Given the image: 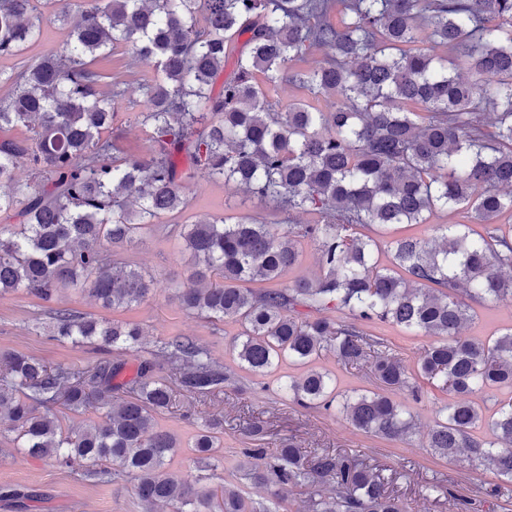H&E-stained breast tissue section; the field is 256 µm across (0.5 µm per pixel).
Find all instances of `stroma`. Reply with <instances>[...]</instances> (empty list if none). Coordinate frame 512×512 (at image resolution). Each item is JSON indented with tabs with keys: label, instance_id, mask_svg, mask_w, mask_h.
<instances>
[{
	"label": "stroma",
	"instance_id": "obj_1",
	"mask_svg": "<svg viewBox=\"0 0 512 512\" xmlns=\"http://www.w3.org/2000/svg\"><path fill=\"white\" fill-rule=\"evenodd\" d=\"M99 66L119 81L123 91L115 104L117 116L111 130L121 149L120 159L149 157L153 150L150 129L141 123L139 114L143 108V86L153 80L154 70L133 63L122 46L100 59ZM184 190L192 203L190 213L196 217L258 213L269 224L284 220L272 205L251 199L235 186L194 177L186 181ZM117 254L155 278V289L145 301L112 312L102 309L86 294L67 290L59 294L57 304L109 320L140 324L145 331L141 349L105 350L94 345L59 342L50 333L48 303L18 292L0 297V352L17 351L51 363L77 365L108 359L124 363L126 373L130 374L139 361L150 357L158 341L171 336L195 340L212 361L223 365L231 379L225 383L223 394L215 397L176 395L172 406L158 415L159 428L182 442L167 468L169 475L181 478L194 473L196 463L190 444L196 429L204 420L220 416L224 419V433L219 454L224 464L212 473L216 485L235 480L241 449L273 451L279 440L291 438L307 451L329 449L361 455L373 472L385 479L406 512H456L454 500L458 497L471 501L473 512H512V490H502L503 480L494 469L470 462L463 450L448 458L426 451L424 444L436 423V410L448 403V394L423 383L421 401L411 405L413 433L394 440L367 435L342 416L323 409L300 407L285 399L278 379L283 375L300 377L303 367L285 362L277 372L252 375L239 367L233 351V341L241 330L238 322L227 319L216 326L183 309L177 292L187 277L188 265L178 240L157 230L150 231L139 243L118 249ZM475 310L476 316L464 328V336L482 340L512 327L511 296L478 304ZM37 318L41 319L42 327L35 331L31 325ZM365 329L386 339L394 353L410 366L432 342L431 337L388 323H369ZM312 366L332 373L337 391L364 393L380 389L372 360L345 366L325 351ZM250 421L261 422L264 434H250L246 429ZM434 483L450 487V494L431 491ZM4 486L11 493L0 495V512H147L135 494L132 476L126 474L106 483H94L46 460L18 458L8 435L0 434V488Z\"/></svg>",
	"mask_w": 512,
	"mask_h": 512
}]
</instances>
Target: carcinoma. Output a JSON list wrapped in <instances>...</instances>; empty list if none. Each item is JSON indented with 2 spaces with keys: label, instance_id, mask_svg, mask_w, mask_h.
I'll list each match as a JSON object with an SVG mask.
<instances>
[{
  "label": "carcinoma",
  "instance_id": "carcinoma-1",
  "mask_svg": "<svg viewBox=\"0 0 512 512\" xmlns=\"http://www.w3.org/2000/svg\"><path fill=\"white\" fill-rule=\"evenodd\" d=\"M341 11L344 18L333 22ZM68 28L61 47L19 70L0 71L12 87L0 101V130L26 137L0 141V296L25 291L46 303L80 288L105 309L144 301L154 279L112 248L132 246L162 214L190 205L192 173L234 183L312 224H266L256 217H211L175 224L190 263L178 298L213 323L240 322L241 368L265 376L287 359L312 362L324 351L344 365L373 358L387 390L421 398L425 379L457 400L442 410L427 448L443 457L466 448L512 483V397L494 401L490 437L472 430L483 413L469 396L512 392V327L485 341L462 337L472 303L512 296V233L496 218L512 212V0H0V56L35 41L43 22ZM242 48H237L240 37ZM448 48L437 56L418 44ZM122 45L157 76L143 87V124L155 153L111 160L103 136L112 125L118 85L97 58ZM330 55L307 68L293 62L306 48ZM235 68L214 90L224 62ZM288 82L314 97L336 96L327 112L304 103L275 110L263 85ZM425 110L420 115L416 109ZM28 162L36 185L16 180ZM468 207L483 231L441 224L432 241H383L371 232L425 224L436 210ZM319 250V272L279 280L300 260L298 245ZM272 284L255 293L242 284ZM335 308L348 321L301 309ZM53 335L74 345H139L143 328L67 308L50 310ZM388 323L441 340L408 367L362 323ZM165 364L166 377L156 374ZM101 361L50 365L19 352L0 353V429L20 454L46 459L87 478L131 473L140 501L172 512H280L289 489H311L309 512H404L385 483L352 456L305 454L294 442L278 453L244 448V477L270 488L255 503L232 484L201 485L202 476L171 477L177 439L156 426L174 393L195 397L224 389V366L190 338L159 342L133 375ZM304 407L343 415L355 428L388 439L408 436L411 412L372 392L339 394L328 373L311 370L281 382ZM89 407L99 420L67 432L55 415ZM213 418L192 445L201 471L216 470Z\"/></svg>",
  "mask_w": 512,
  "mask_h": 512
}]
</instances>
